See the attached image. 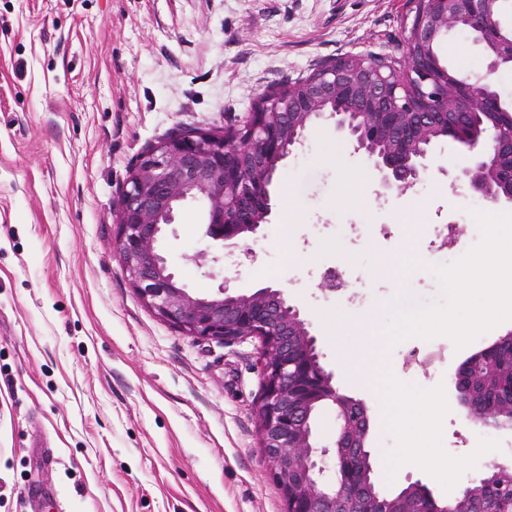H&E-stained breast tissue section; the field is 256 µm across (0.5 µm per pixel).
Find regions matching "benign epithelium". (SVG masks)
<instances>
[{"label":"benign epithelium","instance_id":"7a95c632","mask_svg":"<svg viewBox=\"0 0 512 512\" xmlns=\"http://www.w3.org/2000/svg\"><path fill=\"white\" fill-rule=\"evenodd\" d=\"M414 15L404 36L402 68L360 56L342 57L257 101L229 139L209 128L178 130L156 141L128 171L114 206L115 249L142 304L181 334L194 338L259 340L256 363L262 379L258 434L267 468L279 486L285 512H393L369 488L351 493L349 477L361 471L374 480L372 450L358 430L362 401L345 398L320 362L316 338L279 289L236 294L226 278L209 296L179 285L160 253L165 228L185 201L202 203L213 248L228 249L236 265L253 257L240 241L270 223L279 164L302 144L318 120H332L353 153L365 155L385 191H402L424 180L432 149L441 140L469 156L456 180L499 204L512 205V139L500 126L483 129L501 105L494 84L469 80L435 52L436 42L456 27L476 33L486 51L487 74L512 68V29L500 27L502 0H412ZM463 114L459 129L440 122ZM248 169L252 180L242 178ZM337 407L335 448L319 447L312 421L323 404ZM472 421L512 429V418L492 413Z\"/></svg>","mask_w":512,"mask_h":512}]
</instances>
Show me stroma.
Segmentation results:
<instances>
[{
    "label": "stroma",
    "mask_w": 512,
    "mask_h": 512,
    "mask_svg": "<svg viewBox=\"0 0 512 512\" xmlns=\"http://www.w3.org/2000/svg\"><path fill=\"white\" fill-rule=\"evenodd\" d=\"M412 0H0V512H284L259 446L257 339L182 335L142 305L114 247L113 202L138 155L173 131L227 127L269 88L348 55L397 66ZM445 60L485 73L467 35ZM468 164L437 143L410 195L378 197L372 164L319 121L283 161L275 208L249 238L251 261L199 258L197 203L166 227L161 252L196 295L281 289L317 339L343 395L368 411L377 485L418 481L445 499L492 463L512 462V430L471 422L449 384L465 358L512 332L475 325V308L512 297V206L452 177ZM361 179L347 197L349 177ZM461 226L449 237L451 226ZM473 257L484 288L449 287ZM330 268L346 288L322 292ZM424 314L417 330L402 311ZM384 334L382 368L429 395L422 444L447 470L403 464L395 409L353 382L355 336Z\"/></svg>",
    "instance_id": "1"
}]
</instances>
